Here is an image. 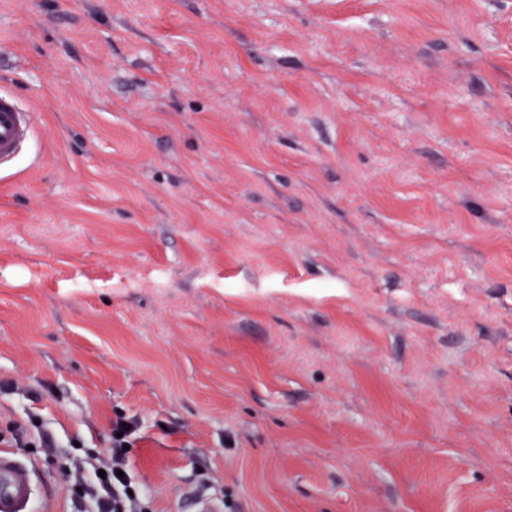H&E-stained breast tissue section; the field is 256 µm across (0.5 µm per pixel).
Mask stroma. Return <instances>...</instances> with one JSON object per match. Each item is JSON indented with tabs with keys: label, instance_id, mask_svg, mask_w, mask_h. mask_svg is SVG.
Segmentation results:
<instances>
[{
	"label": "stroma",
	"instance_id": "35a3bbf8",
	"mask_svg": "<svg viewBox=\"0 0 512 512\" xmlns=\"http://www.w3.org/2000/svg\"><path fill=\"white\" fill-rule=\"evenodd\" d=\"M1 91L38 512L119 418L152 512H512V0H0ZM30 133V117L8 96H0V165L12 162Z\"/></svg>",
	"mask_w": 512,
	"mask_h": 512
}]
</instances>
